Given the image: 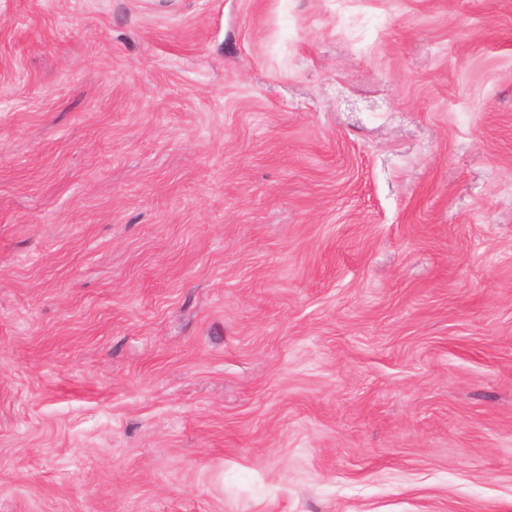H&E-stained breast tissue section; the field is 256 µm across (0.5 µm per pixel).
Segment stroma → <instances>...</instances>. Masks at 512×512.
I'll use <instances>...</instances> for the list:
<instances>
[{
	"label": "stroma",
	"mask_w": 512,
	"mask_h": 512,
	"mask_svg": "<svg viewBox=\"0 0 512 512\" xmlns=\"http://www.w3.org/2000/svg\"><path fill=\"white\" fill-rule=\"evenodd\" d=\"M0 512H512V0H0Z\"/></svg>",
	"instance_id": "35a3bbf8"
}]
</instances>
